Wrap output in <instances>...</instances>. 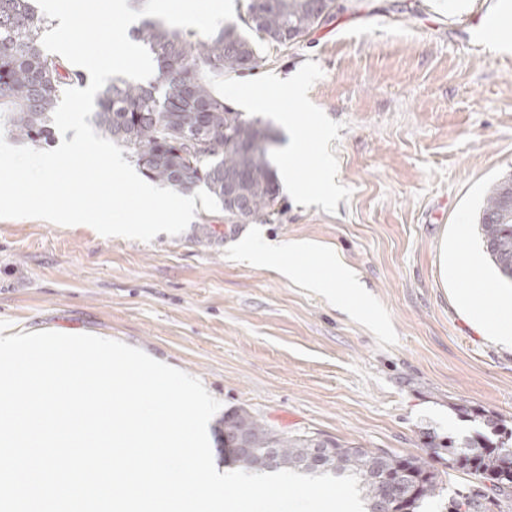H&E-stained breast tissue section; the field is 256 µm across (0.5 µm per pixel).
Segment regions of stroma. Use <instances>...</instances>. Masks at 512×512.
I'll use <instances>...</instances> for the list:
<instances>
[{
    "label": "stroma",
    "instance_id": "stroma-1",
    "mask_svg": "<svg viewBox=\"0 0 512 512\" xmlns=\"http://www.w3.org/2000/svg\"><path fill=\"white\" fill-rule=\"evenodd\" d=\"M499 0H336L301 41L261 45L259 66L217 95L275 131L281 185L264 224L196 210L145 243L87 225L0 219V320L109 336L198 378L222 409L278 427L424 457L448 512L477 477L448 447L512 429V348L461 308L463 288H504L478 212L512 174V52L485 48ZM275 89V106L256 98ZM307 240L369 292L355 317L242 247ZM477 257L451 271L445 251Z\"/></svg>",
    "mask_w": 512,
    "mask_h": 512
}]
</instances>
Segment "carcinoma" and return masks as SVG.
I'll use <instances>...</instances> for the list:
<instances>
[{"label":"carcinoma","instance_id":"cac0c4a2","mask_svg":"<svg viewBox=\"0 0 512 512\" xmlns=\"http://www.w3.org/2000/svg\"><path fill=\"white\" fill-rule=\"evenodd\" d=\"M335 0H248L240 22L220 27L200 39L148 18L130 33L157 62L156 80L148 84L118 79L102 89L92 122L112 141L125 147L151 180L174 189L204 185L224 204V171L238 172L248 195L250 214L242 223H265L280 202L278 174L272 158L256 143L265 128L215 94L211 80L258 66V43L286 45L306 37L324 23ZM53 21L39 13L33 0H0V123L19 140L38 145L52 136V115L65 88L85 80L42 48V36ZM209 133L202 149L187 134L191 125ZM479 229L490 261L512 280V175L489 190ZM248 432L255 452L231 459L246 471L289 469L355 474L367 512H377L379 478L405 473L398 512H417L435 495L439 480L421 456L400 455L383 448H362L335 439L322 440L328 453L310 459L311 432L288 433L245 408L224 412L219 432L227 437ZM275 448L269 460L264 449ZM448 468L466 471L486 482L476 493H456L448 512H486L487 505L512 497V437L490 446L472 440L448 445Z\"/></svg>","mask_w":512,"mask_h":512}]
</instances>
